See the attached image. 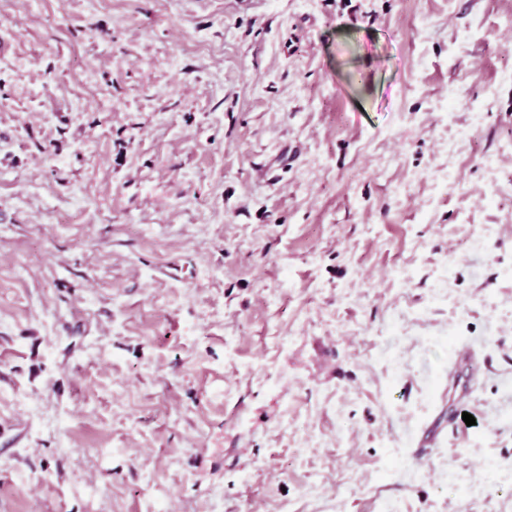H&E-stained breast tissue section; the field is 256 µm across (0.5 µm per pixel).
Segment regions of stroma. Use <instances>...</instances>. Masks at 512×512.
<instances>
[{
    "mask_svg": "<svg viewBox=\"0 0 512 512\" xmlns=\"http://www.w3.org/2000/svg\"><path fill=\"white\" fill-rule=\"evenodd\" d=\"M510 143L512 0H0V512H512Z\"/></svg>",
    "mask_w": 512,
    "mask_h": 512,
    "instance_id": "1",
    "label": "stroma"
}]
</instances>
